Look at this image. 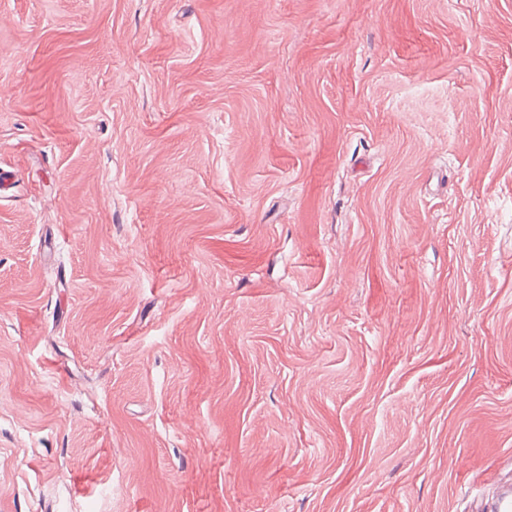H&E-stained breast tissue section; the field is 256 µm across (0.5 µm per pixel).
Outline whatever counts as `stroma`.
<instances>
[{"label":"stroma","mask_w":512,"mask_h":512,"mask_svg":"<svg viewBox=\"0 0 512 512\" xmlns=\"http://www.w3.org/2000/svg\"><path fill=\"white\" fill-rule=\"evenodd\" d=\"M512 0H0V512H469L512 481Z\"/></svg>","instance_id":"1"}]
</instances>
